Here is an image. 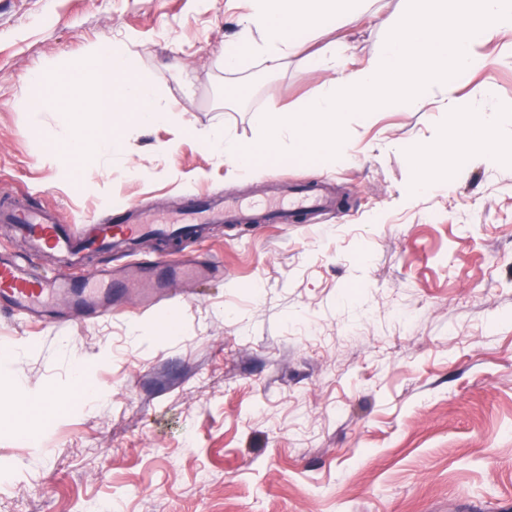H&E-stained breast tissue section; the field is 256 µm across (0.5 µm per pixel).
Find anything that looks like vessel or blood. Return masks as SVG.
<instances>
[{
	"mask_svg": "<svg viewBox=\"0 0 512 512\" xmlns=\"http://www.w3.org/2000/svg\"><path fill=\"white\" fill-rule=\"evenodd\" d=\"M332 204L314 188L295 189L274 184L273 195L255 206L264 222L285 224L300 213L330 211ZM245 208L231 197L215 199L203 194L192 201L180 219L160 222L139 214L134 224H99L92 229L58 223L48 211L34 212L21 203L11 204L0 217L16 224L36 247L49 248L67 255L68 272L62 276L35 275L28 258L0 250V309L37 321L48 316L64 318L66 311L87 312L104 316L112 312V288L115 285L133 289L144 306L150 307L166 299L175 281H203L212 272L206 263L162 262L146 265L131 262L117 269L99 270L94 277L81 275L86 251L119 244L148 233L175 238L198 236L203 223L221 220L237 223ZM68 299L69 310L58 307L59 299Z\"/></svg>",
	"mask_w": 512,
	"mask_h": 512,
	"instance_id": "vessel-or-blood-1",
	"label": "vessel or blood"
}]
</instances>
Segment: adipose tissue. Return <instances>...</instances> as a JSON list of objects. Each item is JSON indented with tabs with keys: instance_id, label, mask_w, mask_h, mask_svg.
I'll list each match as a JSON object with an SVG mask.
<instances>
[{
	"instance_id": "1",
	"label": "adipose tissue",
	"mask_w": 512,
	"mask_h": 512,
	"mask_svg": "<svg viewBox=\"0 0 512 512\" xmlns=\"http://www.w3.org/2000/svg\"><path fill=\"white\" fill-rule=\"evenodd\" d=\"M366 12L363 0H247V12L239 24L237 37L224 46V68L243 70L250 62L261 61L270 71L280 70L288 56L301 47L299 34L327 23H359ZM99 74L86 81L83 69L71 73L60 95L31 99L34 112L65 109L85 125V135L66 139L63 151L53 154L55 164L84 167L101 165L112 155V127L118 114L133 113L140 125L148 126L166 118L169 108L158 98L154 87L135 79L134 53L106 43L95 44L84 59Z\"/></svg>"
}]
</instances>
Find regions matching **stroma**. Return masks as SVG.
Listing matches in <instances>:
<instances>
[{
	"instance_id": "35a3bbf8",
	"label": "stroma",
	"mask_w": 512,
	"mask_h": 512,
	"mask_svg": "<svg viewBox=\"0 0 512 512\" xmlns=\"http://www.w3.org/2000/svg\"><path fill=\"white\" fill-rule=\"evenodd\" d=\"M407 6L371 0L360 25L304 35L270 73L219 64L244 0H0V195L63 224L116 223L118 198L163 220L204 190L249 206L274 177L338 205L316 227L216 224L199 246L143 243V260L214 266L146 310L130 294L62 327L0 314V346L17 354L0 361V512H512V166L476 155L411 192L391 144L437 136L436 89L420 108L350 116L334 159L266 155L240 173L190 134L256 145L269 103L302 108L334 79L309 54L341 40L343 68L359 67ZM100 41L135 52L172 111L147 128L124 118L103 172L76 180L44 135L65 139L79 119L26 101L33 73L64 83ZM484 52L458 97L489 86L512 106V33ZM172 312L180 330L161 334ZM82 358L102 386L93 405L71 398L48 420L12 408L21 392L70 394Z\"/></svg>"
}]
</instances>
